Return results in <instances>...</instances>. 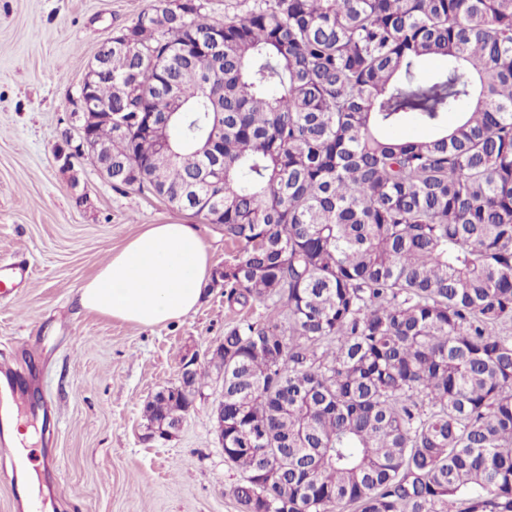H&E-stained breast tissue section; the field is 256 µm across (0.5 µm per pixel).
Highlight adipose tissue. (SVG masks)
<instances>
[{
    "label": "adipose tissue",
    "instance_id": "obj_1",
    "mask_svg": "<svg viewBox=\"0 0 512 512\" xmlns=\"http://www.w3.org/2000/svg\"><path fill=\"white\" fill-rule=\"evenodd\" d=\"M211 273L209 255L193 225L151 224L110 253L79 290L90 313L155 327L193 311Z\"/></svg>",
    "mask_w": 512,
    "mask_h": 512
}]
</instances>
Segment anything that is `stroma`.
Returning <instances> with one entry per match:
<instances>
[{
  "mask_svg": "<svg viewBox=\"0 0 512 512\" xmlns=\"http://www.w3.org/2000/svg\"><path fill=\"white\" fill-rule=\"evenodd\" d=\"M157 0H0V263L30 279L0 293V363L20 385L18 421L34 430L41 512H240L241 473L224 460L213 415L224 380L208 352L262 305L228 306L217 278L236 252L224 227L113 184L89 158L61 170L78 141L79 89L103 43ZM196 225L214 270L198 308L143 328L87 313L82 285L102 257L149 224ZM207 377L172 437L144 408L186 361Z\"/></svg>",
  "mask_w": 512,
  "mask_h": 512,
  "instance_id": "obj_1",
  "label": "stroma"
}]
</instances>
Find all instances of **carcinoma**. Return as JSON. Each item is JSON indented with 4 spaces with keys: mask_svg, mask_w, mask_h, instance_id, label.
<instances>
[{
    "mask_svg": "<svg viewBox=\"0 0 512 512\" xmlns=\"http://www.w3.org/2000/svg\"><path fill=\"white\" fill-rule=\"evenodd\" d=\"M95 97L169 122L174 161L134 134L114 183L133 162L224 225V296L267 310L224 334L241 512H512V0L156 6L112 37ZM205 375L147 420L187 414ZM202 13L217 22H224L225 18H243L258 5L264 6L265 0H199Z\"/></svg>",
    "mask_w": 512,
    "mask_h": 512,
    "instance_id": "1",
    "label": "carcinoma"
}]
</instances>
